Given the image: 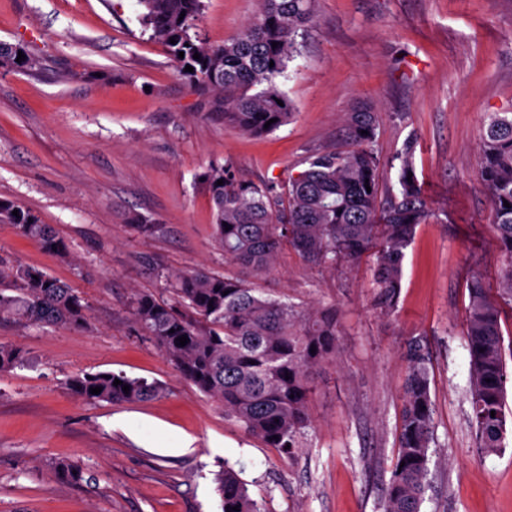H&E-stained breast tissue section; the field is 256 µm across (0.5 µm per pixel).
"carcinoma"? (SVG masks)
<instances>
[{
  "label": "carcinoma",
  "mask_w": 512,
  "mask_h": 512,
  "mask_svg": "<svg viewBox=\"0 0 512 512\" xmlns=\"http://www.w3.org/2000/svg\"><path fill=\"white\" fill-rule=\"evenodd\" d=\"M142 24L166 45L191 83L216 92L224 122L261 135L286 124L293 106L276 79L298 54L297 37L314 20V0H259L256 19L222 45L192 38L203 0H138ZM175 42H170V39ZM277 46H272V43ZM25 60L16 62L18 53ZM184 57H179V53ZM200 58H193L194 54ZM0 63L30 70L34 59L23 45L0 52ZM194 71H185L186 66ZM275 123L266 125L269 120ZM352 146L317 155L278 188L237 179L232 165H211L200 177L209 192L214 222L211 239L234 266L224 274L172 271L166 282L171 300L137 291L129 308L142 335L174 365L180 376L224 407V416L250 436L287 456L303 447L310 425L309 399L315 372L337 359L340 341L329 312L300 308L264 297L256 282L277 263L279 252L293 250L314 266L353 263L376 255L374 281L380 303L390 307L401 287L406 251L415 228L429 210L408 160H403L399 197L378 203L380 159L371 148L373 116L366 108L348 113ZM479 178L490 194L502 251L512 259V112H493L479 151ZM223 184H217L218 180ZM511 207L504 206V203ZM19 211L14 216L12 211ZM0 223L61 258L67 243L32 211L0 199ZM0 318L32 325H89L88 306L68 284L29 267H0ZM500 296L512 306V263L500 276ZM500 307L488 297L482 279L469 287L466 340L470 356L472 424L480 447L496 453L506 430L508 374ZM189 342L180 346L178 338ZM398 455L385 492V512H420L433 440V405L427 359L419 342L407 353ZM122 381L113 385L114 380ZM129 386V391L122 386ZM66 386L89 401H144L160 387L123 373L83 372ZM100 387L98 394L90 388ZM58 478L77 483L76 464L56 463ZM222 512H261L247 484L224 466L217 477Z\"/></svg>",
  "instance_id": "1"
}]
</instances>
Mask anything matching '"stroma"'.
Instances as JSON below:
<instances>
[{"mask_svg":"<svg viewBox=\"0 0 512 512\" xmlns=\"http://www.w3.org/2000/svg\"><path fill=\"white\" fill-rule=\"evenodd\" d=\"M197 34L235 36L259 0H203ZM137 0H0V42L34 70L0 65V198L52 225L62 260L0 223V265L70 284L86 327L0 319L22 365L0 373V512H221L215 477L245 480L266 512H384L398 452L406 352L429 361L434 432L420 512H512V418L504 449L483 451L471 424L465 314L481 277L491 300L507 264L480 182L493 112L512 109V0H315L314 22L277 85L291 121L253 136L225 125L218 98L178 71L141 23ZM370 106L379 202L410 162L428 203L392 307L377 301L376 259L333 267L281 254L262 286L335 312L341 356L314 377L312 426L295 457L267 447L185 381L129 312L134 292L163 293L169 271L223 273L213 211L198 178L287 182L309 158L346 150L347 114ZM138 215L159 225L136 234ZM123 373L160 385L136 403L89 402L65 382ZM83 469L61 482L58 459Z\"/></svg>","mask_w":512,"mask_h":512,"instance_id":"obj_1","label":"stroma"}]
</instances>
